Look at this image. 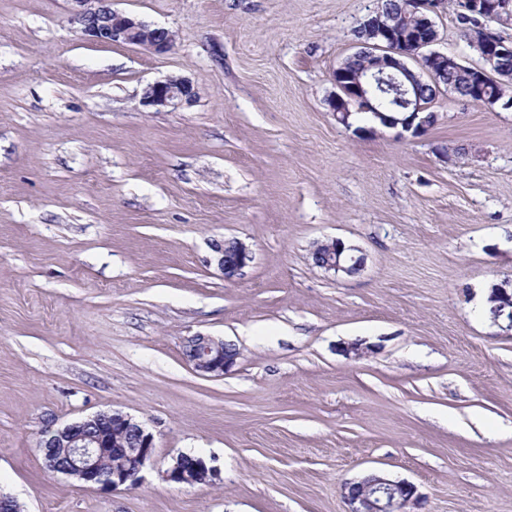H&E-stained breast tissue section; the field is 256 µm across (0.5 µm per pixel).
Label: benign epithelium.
<instances>
[{
  "instance_id": "7a95c632",
  "label": "benign epithelium",
  "mask_w": 512,
  "mask_h": 512,
  "mask_svg": "<svg viewBox=\"0 0 512 512\" xmlns=\"http://www.w3.org/2000/svg\"><path fill=\"white\" fill-rule=\"evenodd\" d=\"M70 23L74 32L86 39L104 43H126L147 47L155 54L170 52L174 39L169 30L152 27L132 16L112 9L109 0H71ZM499 0H469V12L474 19L505 21ZM508 5V2L501 3ZM442 0H416L414 12L418 30L412 34L395 33L391 18L381 10H374L358 29L359 51L367 56L364 69L352 76L343 66L332 74L336 92L327 98V105L336 121L350 126L351 106L356 104L363 112L371 113L390 128L401 127L418 135L427 125L418 120L427 111L412 84L421 82V73L430 78L437 72L459 69L463 64L453 54L428 50L438 39L433 16L438 14ZM477 40L485 50L486 64L474 69V95H482L486 78L500 70L499 62L512 58V41L507 42L496 32L478 25ZM415 62L420 72L409 66ZM196 99V91L188 79L170 76L148 86L143 104L156 110H175ZM353 246H345L340 239H329L318 244L314 264L336 274L353 275L363 267V258L352 254ZM217 265L224 278L231 280L242 275L253 261L248 246L238 239H228L214 245ZM489 299L496 303L497 317L507 321L512 329V283L492 286ZM186 360L199 374L220 377L236 366L240 356L232 345L211 336L197 334L185 344ZM119 449V459L111 468L104 467L109 460L106 449ZM38 448L43 466L50 475H65L81 484L102 491L133 490L139 486L140 473L152 457L154 435L135 417L119 410H103L76 421L60 425L50 424L41 432ZM167 481L178 485L213 483L219 480L218 470L207 465L201 457L181 454L164 472ZM346 512H411L419 505L420 495L412 483L392 477L384 470H373L368 475L346 481L341 488Z\"/></svg>"
}]
</instances>
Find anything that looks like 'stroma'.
<instances>
[{
    "label": "stroma",
    "instance_id": "stroma-1",
    "mask_svg": "<svg viewBox=\"0 0 512 512\" xmlns=\"http://www.w3.org/2000/svg\"><path fill=\"white\" fill-rule=\"evenodd\" d=\"M375 6L112 0L174 34L153 54L78 38L70 0H0V492L24 512H344L369 469L415 512H512V330L475 307L512 281V109L444 92L420 136L337 123ZM436 25L479 65L456 11ZM170 76L196 100L143 106ZM230 238L253 261L227 280ZM332 238L359 273L313 265ZM199 333L231 372L192 369ZM112 408L154 435L141 484L48 476L41 431ZM181 454L219 482L165 481ZM214 251L218 255V268L227 280L242 275L243 269L253 261L251 250L238 239L219 242L214 245ZM185 348L188 363L197 373L204 376H224L236 366L240 356L239 351L231 344L203 334L190 337Z\"/></svg>",
    "mask_w": 512,
    "mask_h": 512
}]
</instances>
